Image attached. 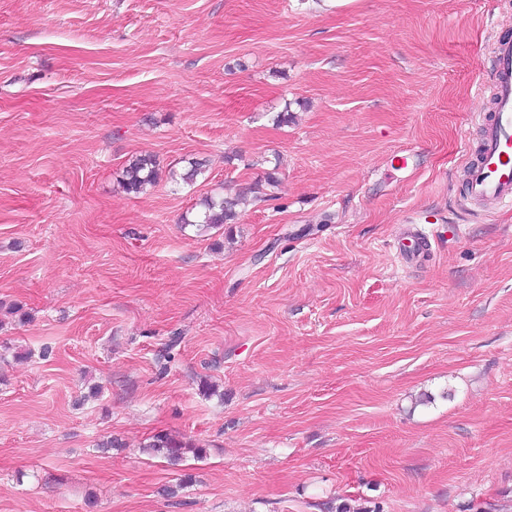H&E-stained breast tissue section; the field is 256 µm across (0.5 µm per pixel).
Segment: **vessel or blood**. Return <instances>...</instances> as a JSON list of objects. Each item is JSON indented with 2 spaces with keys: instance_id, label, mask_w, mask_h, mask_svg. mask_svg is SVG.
Masks as SVG:
<instances>
[{
  "instance_id": "b4317fda",
  "label": "vessel or blood",
  "mask_w": 512,
  "mask_h": 512,
  "mask_svg": "<svg viewBox=\"0 0 512 512\" xmlns=\"http://www.w3.org/2000/svg\"><path fill=\"white\" fill-rule=\"evenodd\" d=\"M494 108L482 117L477 155L467 162L466 191L478 215L512 204V41H495Z\"/></svg>"
}]
</instances>
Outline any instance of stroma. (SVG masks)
Returning a JSON list of instances; mask_svg holds the SVG:
<instances>
[{
  "mask_svg": "<svg viewBox=\"0 0 512 512\" xmlns=\"http://www.w3.org/2000/svg\"><path fill=\"white\" fill-rule=\"evenodd\" d=\"M503 36L512 0H0V512H512V205L462 171ZM210 192L238 222L182 228ZM157 162L153 155L140 154L129 160L122 171L120 184L129 194H140L156 184ZM146 448H149L151 452L161 453L172 464L183 461L189 454L201 458L205 452L200 445L183 438L172 437L167 433L153 435L146 444Z\"/></svg>",
  "mask_w": 512,
  "mask_h": 512,
  "instance_id": "stroma-1",
  "label": "stroma"
}]
</instances>
